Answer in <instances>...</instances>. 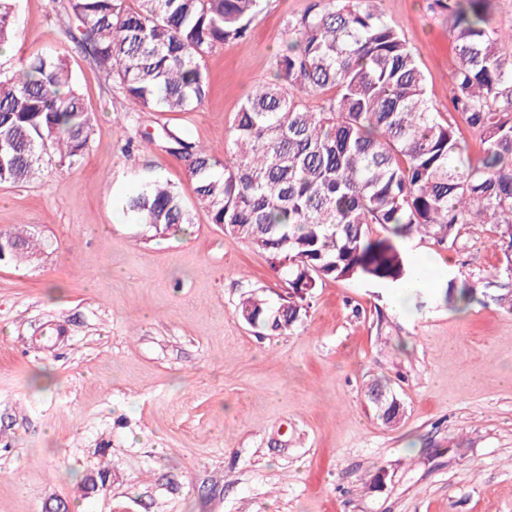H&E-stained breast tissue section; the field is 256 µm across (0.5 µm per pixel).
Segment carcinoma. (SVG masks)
I'll return each mask as SVG.
<instances>
[{
    "label": "carcinoma",
    "instance_id": "1",
    "mask_svg": "<svg viewBox=\"0 0 512 512\" xmlns=\"http://www.w3.org/2000/svg\"><path fill=\"white\" fill-rule=\"evenodd\" d=\"M266 0H67L72 38L105 80L143 110L189 112L205 100L206 55L242 40ZM378 0H312L288 20L274 79L235 113L220 159L171 131L167 152L188 162L208 222L267 255L287 284L288 307L252 294L238 316L279 335L306 313L326 279L367 278L403 287L411 270L393 239L454 242L462 224H489L512 269V53L490 26L494 0H436L453 20L457 63L451 101L484 145L464 158L454 126L440 120L408 38ZM17 0H0V46L17 39ZM332 93L324 106L305 103ZM92 119L66 60L32 54L0 72V183L23 184L58 154L83 157ZM123 209L156 234L192 223L160 178L126 196ZM381 225L389 236L374 239ZM51 243L27 230L0 232V261ZM475 289L446 301L467 305Z\"/></svg>",
    "mask_w": 512,
    "mask_h": 512
}]
</instances>
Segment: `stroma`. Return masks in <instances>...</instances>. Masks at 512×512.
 Instances as JSON below:
<instances>
[{"label":"stroma","mask_w":512,"mask_h":512,"mask_svg":"<svg viewBox=\"0 0 512 512\" xmlns=\"http://www.w3.org/2000/svg\"><path fill=\"white\" fill-rule=\"evenodd\" d=\"M310 0H267L244 40L205 58L209 94L191 112H143L70 37L64 0H20V36L0 55H65L92 112L90 149L35 182L0 185V231L50 248L0 264V512H512V271L487 224L453 243L413 237L409 265L441 273L411 293L327 280L296 328L260 336L247 295L284 293L265 254L209 223L163 130L223 156L235 112L271 80L288 18ZM408 38L441 119L470 157L483 144L451 102L448 13L380 0ZM193 211L156 236L120 203L153 177ZM476 300L448 305L449 284ZM403 405L384 424L375 380ZM385 471L378 487L367 476Z\"/></svg>","instance_id":"stroma-1"}]
</instances>
